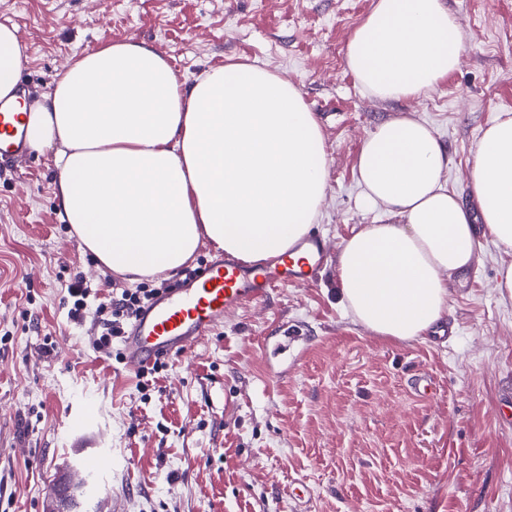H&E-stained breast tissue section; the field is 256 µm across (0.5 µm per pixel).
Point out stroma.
<instances>
[{"mask_svg": "<svg viewBox=\"0 0 512 512\" xmlns=\"http://www.w3.org/2000/svg\"><path fill=\"white\" fill-rule=\"evenodd\" d=\"M464 48L447 82L379 100L345 63L374 0H0L25 47L21 90L47 92L75 55L144 42L179 79L255 63L300 91L329 158L316 231L340 247L384 219L364 206L355 164L382 122L427 123L448 152L447 186L467 200L483 131L512 114V0H446ZM48 155L0 162V512H44L59 478L106 512H512V256L490 240L450 286L451 337L399 342L354 322L335 263L228 316L155 389L98 352L94 311L69 319L68 286L95 303L130 283L98 265L55 205ZM302 340L285 343L284 328Z\"/></svg>", "mask_w": 512, "mask_h": 512, "instance_id": "35a3bbf8", "label": "stroma"}]
</instances>
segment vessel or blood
<instances>
[{"label":"vessel or blood","instance_id":"b4317fda","mask_svg":"<svg viewBox=\"0 0 512 512\" xmlns=\"http://www.w3.org/2000/svg\"><path fill=\"white\" fill-rule=\"evenodd\" d=\"M29 150L24 113L0 106V159ZM327 260V246L316 234L257 267L217 256L194 278L144 307L124 340L128 365L141 369L165 355H188L226 315L264 303L274 288L313 285Z\"/></svg>","mask_w":512,"mask_h":512}]
</instances>
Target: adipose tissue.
<instances>
[{"label":"adipose tissue","instance_id":"1","mask_svg":"<svg viewBox=\"0 0 512 512\" xmlns=\"http://www.w3.org/2000/svg\"><path fill=\"white\" fill-rule=\"evenodd\" d=\"M463 51L445 0H375L345 62L366 93L398 100L435 89ZM24 47L0 24V102L20 98ZM32 148L58 171L57 209L99 264L131 281L174 276L201 242L245 262L288 252L316 223L328 157L299 90L243 62L180 80L148 45L114 41L72 58L23 106ZM431 129L404 116L376 127L356 164L367 224L336 258L337 295L359 325L423 338L448 310L453 278L488 238L512 255V117L487 127L469 173L476 209L446 182Z\"/></svg>","mask_w":512,"mask_h":512}]
</instances>
